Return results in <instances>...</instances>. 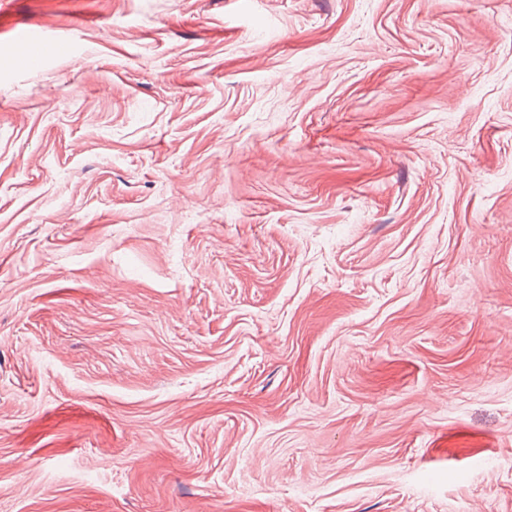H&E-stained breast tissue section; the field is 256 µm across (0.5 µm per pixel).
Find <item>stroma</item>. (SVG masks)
I'll list each match as a JSON object with an SVG mask.
<instances>
[{"label": "stroma", "instance_id": "1", "mask_svg": "<svg viewBox=\"0 0 512 512\" xmlns=\"http://www.w3.org/2000/svg\"><path fill=\"white\" fill-rule=\"evenodd\" d=\"M0 512H512V0H0Z\"/></svg>", "mask_w": 512, "mask_h": 512}]
</instances>
